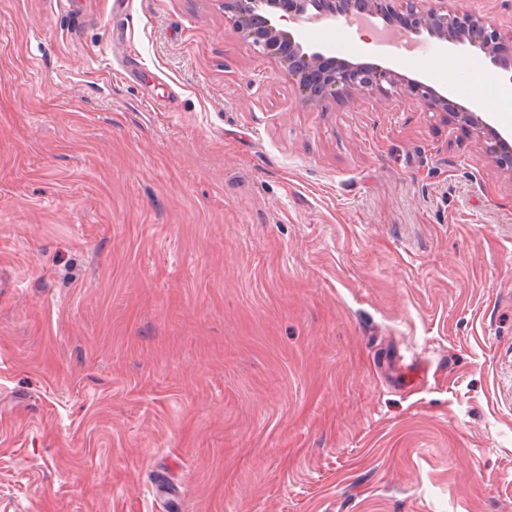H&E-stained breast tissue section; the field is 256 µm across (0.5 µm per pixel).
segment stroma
<instances>
[{"label": "stroma", "instance_id": "35a3bbf8", "mask_svg": "<svg viewBox=\"0 0 512 512\" xmlns=\"http://www.w3.org/2000/svg\"><path fill=\"white\" fill-rule=\"evenodd\" d=\"M79 2L0 0V512H512V127ZM336 26L470 106L477 47ZM439 67L448 73V85L454 88L466 87L477 106L482 105L483 94L475 83L474 76L481 75L479 65L461 66L456 57L442 53L437 57Z\"/></svg>", "mask_w": 512, "mask_h": 512}]
</instances>
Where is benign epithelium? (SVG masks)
<instances>
[{
    "label": "benign epithelium",
    "instance_id": "1",
    "mask_svg": "<svg viewBox=\"0 0 512 512\" xmlns=\"http://www.w3.org/2000/svg\"><path fill=\"white\" fill-rule=\"evenodd\" d=\"M395 0H224L225 9L237 18L243 38L264 56H276L288 75L299 85L302 102L325 105L345 89H365L386 82L397 86L396 74L390 69L338 62L320 51L308 52L295 42L292 34L272 23L269 14L281 11L279 19L295 24L346 22L368 26L378 32L389 24L378 25L376 19L394 8ZM406 10L414 23L403 34L427 33L445 41L468 40L479 47L492 63L512 68V40L483 16L448 8V0H405ZM399 99L448 111V99L430 86L409 80L397 93Z\"/></svg>",
    "mask_w": 512,
    "mask_h": 512
}]
</instances>
